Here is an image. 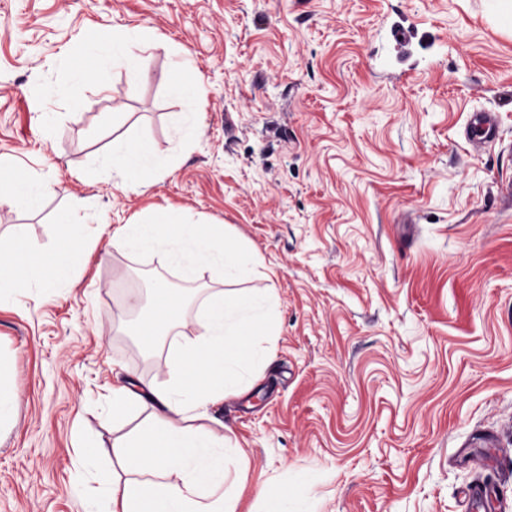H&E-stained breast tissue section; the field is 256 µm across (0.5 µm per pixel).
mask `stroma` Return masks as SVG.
<instances>
[{
  "instance_id": "obj_1",
  "label": "stroma",
  "mask_w": 512,
  "mask_h": 512,
  "mask_svg": "<svg viewBox=\"0 0 512 512\" xmlns=\"http://www.w3.org/2000/svg\"><path fill=\"white\" fill-rule=\"evenodd\" d=\"M411 30L409 44L390 29ZM142 47L145 74L86 76L88 42ZM187 50L206 94L168 87ZM502 139L472 153L474 112ZM203 128L183 149L177 123ZM145 139L171 166L129 192L101 165L114 137ZM0 159L48 183L38 211L0 208L34 256L77 211L96 248L43 297H0V512H88L82 443L104 454L147 421L151 400L112 414V391L167 380L173 349L147 356L116 315L152 280L192 295L271 288L272 328L247 391L201 424L243 457L225 483L237 512L287 494L291 512H486L512 502V31L495 0H0ZM169 212L222 223L256 272L193 283L156 251L103 255L112 231Z\"/></svg>"
}]
</instances>
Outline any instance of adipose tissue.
I'll return each mask as SVG.
<instances>
[{"instance_id": "ef3b65f1", "label": "adipose tissue", "mask_w": 512, "mask_h": 512, "mask_svg": "<svg viewBox=\"0 0 512 512\" xmlns=\"http://www.w3.org/2000/svg\"><path fill=\"white\" fill-rule=\"evenodd\" d=\"M105 161L121 176L123 188L131 190L169 173L167 163L144 140L113 139ZM46 193L42 182L5 180L0 182V207L20 205L34 211ZM57 222L64 240L50 260L39 261L29 253L23 232L0 241V294L32 281L41 288H53L69 277L75 252L86 244L84 229L72 223L66 212L58 214ZM112 245L124 251H162L189 279L202 265L233 273L259 263L256 254L228 243L222 224H172L164 218L126 224L113 233ZM188 304L181 289H153L150 314L137 329L140 344L155 350L175 327L185 325ZM273 306L274 293L269 288L209 294L194 318L199 328L196 339L179 345L165 361L167 381L144 394L127 387L113 390V409L136 405L147 397L158 411L152 423L112 448L113 457L129 465L130 477L88 487L89 496H106L112 512H235L219 493L229 469L222 453L228 438L189 428L187 422L202 415L210 403L242 389L245 366L264 356L258 339L270 331Z\"/></svg>"}]
</instances>
